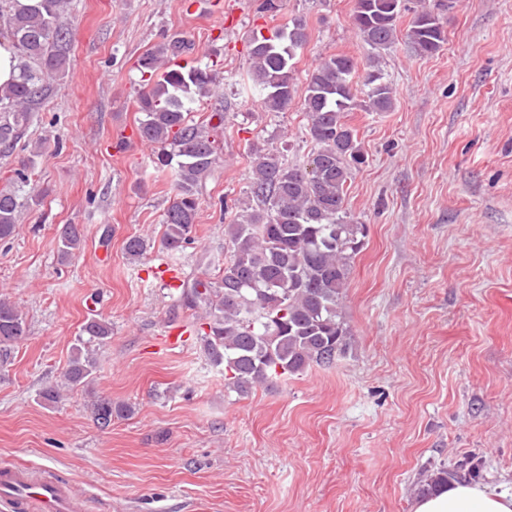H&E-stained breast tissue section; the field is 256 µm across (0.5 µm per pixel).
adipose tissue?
<instances>
[{"label": "adipose tissue", "instance_id": "obj_1", "mask_svg": "<svg viewBox=\"0 0 512 512\" xmlns=\"http://www.w3.org/2000/svg\"><path fill=\"white\" fill-rule=\"evenodd\" d=\"M413 512H512V492L493 485L455 482L418 497Z\"/></svg>", "mask_w": 512, "mask_h": 512}]
</instances>
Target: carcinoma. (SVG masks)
<instances>
[{
	"instance_id": "obj_1",
	"label": "carcinoma",
	"mask_w": 512,
	"mask_h": 512,
	"mask_svg": "<svg viewBox=\"0 0 512 512\" xmlns=\"http://www.w3.org/2000/svg\"><path fill=\"white\" fill-rule=\"evenodd\" d=\"M7 13L9 37L21 57L15 81L0 90V156L13 149L34 112L49 92L46 78L66 75L73 42V24L64 19L65 0H38L25 7L19 0H0ZM405 0H356L353 24L374 51L395 41ZM444 8L422 6L408 37L423 55L439 51L446 40ZM309 40L304 18L253 34L248 43L250 79L268 112L279 113L295 94L292 60ZM184 42L173 39L139 59L142 84L136 101L137 131L155 146L153 166L168 173L171 195L163 215V246L179 252L193 240L202 182L218 164L216 133L226 112L214 111L204 121L191 117L186 102L211 93L212 69L178 65ZM353 59L334 55L320 61L307 78L303 98L306 133L312 143L306 165L286 163V148L248 145L251 177L246 200L224 225V264L218 274L195 279L181 294L182 305L205 313L195 329L210 362L224 371V388L246 395L273 378L299 375L313 366L329 367L345 355L350 331L342 314L349 274L364 246L366 226L347 208L353 170L366 158L345 113L360 107L387 112L393 90L381 70L364 78L366 98L352 90ZM217 123H212V120ZM22 205L11 191H0V240L14 235ZM82 244L76 224L59 234V256L68 258ZM133 261L147 252L146 241L131 236L124 243ZM25 318L13 304L0 300V345L23 340ZM80 335L103 344L110 325L87 320ZM95 361L82 356L70 361L66 379L72 386L93 381ZM97 424L107 428L112 417L132 410L98 398L92 403ZM461 475L441 466L426 475L420 492L429 493Z\"/></svg>"
}]
</instances>
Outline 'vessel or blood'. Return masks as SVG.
Segmentation results:
<instances>
[{
	"label": "vessel or blood",
	"mask_w": 512,
	"mask_h": 512,
	"mask_svg": "<svg viewBox=\"0 0 512 512\" xmlns=\"http://www.w3.org/2000/svg\"><path fill=\"white\" fill-rule=\"evenodd\" d=\"M0 506L6 512H81L66 484L11 464L0 466Z\"/></svg>",
	"instance_id": "1"
}]
</instances>
